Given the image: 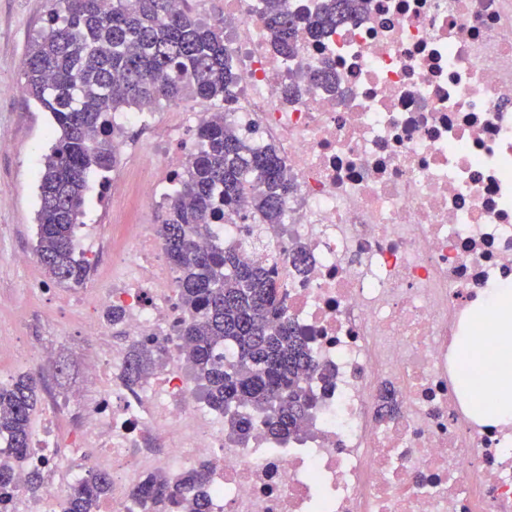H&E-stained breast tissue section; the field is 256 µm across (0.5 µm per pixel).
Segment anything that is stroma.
I'll use <instances>...</instances> for the list:
<instances>
[{"label": "stroma", "instance_id": "1", "mask_svg": "<svg viewBox=\"0 0 512 512\" xmlns=\"http://www.w3.org/2000/svg\"><path fill=\"white\" fill-rule=\"evenodd\" d=\"M47 24L46 0H0V84L13 88L0 94V337H21L49 353L54 361L45 374L46 396L82 403L94 394L87 379L92 359L79 337L76 312L69 303L73 292L85 294L102 287L112 276L103 269L80 287L62 285L53 297L43 295L46 276L39 264L15 263L20 254L32 253L36 240L38 173L43 156L53 143L47 113L22 93V65L28 43ZM125 165L108 174L93 173L88 180L83 217L77 235L97 231L104 244L112 242V199L103 191V179H124Z\"/></svg>", "mask_w": 512, "mask_h": 512}]
</instances>
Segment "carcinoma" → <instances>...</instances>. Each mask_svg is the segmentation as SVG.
<instances>
[{
	"label": "carcinoma",
	"mask_w": 512,
	"mask_h": 512,
	"mask_svg": "<svg viewBox=\"0 0 512 512\" xmlns=\"http://www.w3.org/2000/svg\"><path fill=\"white\" fill-rule=\"evenodd\" d=\"M367 0H318L316 8L294 9L289 0H265V22L273 43L295 54L301 30L321 38L357 16ZM48 25L25 55L22 89L53 120L55 141L39 172L37 244L34 255L55 283L81 285L89 262L79 255L75 229L92 172L113 170L122 128L112 113L164 101L189 99L236 102L238 78L224 26L177 10L172 0H47ZM199 149L176 174L177 190L157 215L158 233L178 274L187 346L203 400L229 412L226 437L246 441L252 416H261L277 437H294L299 422L317 407L302 386L313 366L305 339L282 321L278 289L263 267L244 264L236 250L202 249L213 198L221 194L232 210L245 195L264 223L280 220L289 184L277 151L251 148L212 112L197 128ZM230 347L228 359L222 349ZM123 382L136 387L167 360L166 349L132 340L126 347ZM40 378L21 374L0 387V488L13 483L15 467L31 443L32 415ZM203 467L174 475L152 473L135 495L150 512H174L191 502L193 512H209ZM111 488L110 476L94 474L67 497L63 512H95Z\"/></svg>",
	"instance_id": "carcinoma-1"
}]
</instances>
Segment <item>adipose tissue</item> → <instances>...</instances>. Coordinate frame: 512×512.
<instances>
[{
	"label": "adipose tissue",
	"instance_id": "obj_1",
	"mask_svg": "<svg viewBox=\"0 0 512 512\" xmlns=\"http://www.w3.org/2000/svg\"><path fill=\"white\" fill-rule=\"evenodd\" d=\"M495 333L481 346L462 343L459 354L467 368L462 376L465 393L471 403H480L482 390H491L498 405L485 408L481 418L490 423L512 420V294L493 290Z\"/></svg>",
	"mask_w": 512,
	"mask_h": 512
}]
</instances>
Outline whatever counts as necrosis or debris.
<instances>
[{"mask_svg": "<svg viewBox=\"0 0 512 512\" xmlns=\"http://www.w3.org/2000/svg\"><path fill=\"white\" fill-rule=\"evenodd\" d=\"M224 40L239 76L228 120L252 147H276L291 190L277 229L243 202L199 243L271 271L310 346L318 411L290 442L258 417L244 443L225 439L185 369L157 227L131 224L82 334L106 335L99 313L120 306L126 336L162 343L168 362L130 388L122 349L96 352L70 448L48 411L0 512H49L92 469L112 480L100 512H145L132 495L143 476L203 463L210 512H512V426L472 417L454 360L457 336L492 332L470 308L512 289V0H368L322 39L299 34L290 58L262 0H224ZM322 66L334 83L310 81ZM112 121L149 130L152 164L129 168L140 206L160 207L194 126L148 103ZM33 470L45 476L35 498Z\"/></svg>", "mask_w": 512, "mask_h": 512, "instance_id": "4bbe7bcc", "label": "necrosis or debris"}]
</instances>
